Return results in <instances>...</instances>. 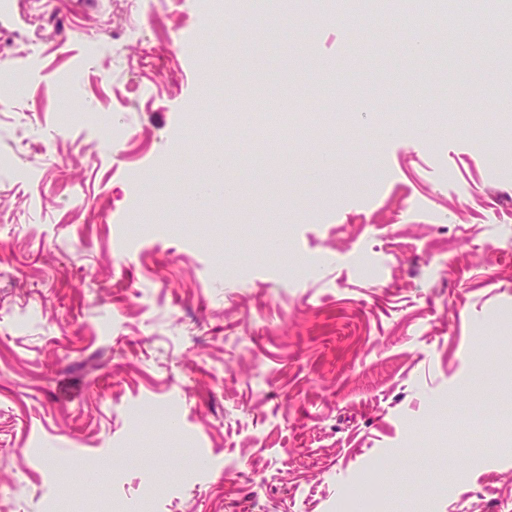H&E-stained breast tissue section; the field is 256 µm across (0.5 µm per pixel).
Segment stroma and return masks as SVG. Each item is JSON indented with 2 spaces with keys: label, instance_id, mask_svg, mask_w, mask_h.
I'll list each match as a JSON object with an SVG mask.
<instances>
[{
  "label": "stroma",
  "instance_id": "1",
  "mask_svg": "<svg viewBox=\"0 0 512 512\" xmlns=\"http://www.w3.org/2000/svg\"><path fill=\"white\" fill-rule=\"evenodd\" d=\"M201 2L0 17L30 70L0 91V504L512 512V90L485 95L502 72L482 49L503 11L469 0L419 56L363 0L242 47ZM219 71L304 120L386 102L355 105L345 138L239 143L229 167L266 204L203 217ZM94 106L123 149L82 121ZM455 112L490 135L448 129ZM321 146L336 171L316 184Z\"/></svg>",
  "mask_w": 512,
  "mask_h": 512
}]
</instances>
